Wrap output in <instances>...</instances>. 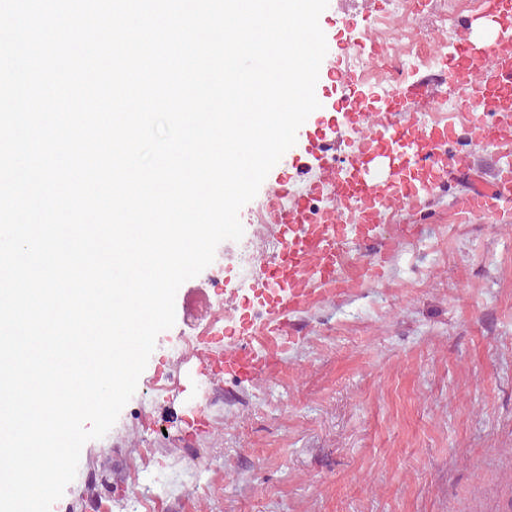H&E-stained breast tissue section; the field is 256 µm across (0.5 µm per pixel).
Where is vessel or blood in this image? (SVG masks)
I'll list each match as a JSON object with an SVG mask.
<instances>
[{"mask_svg": "<svg viewBox=\"0 0 512 512\" xmlns=\"http://www.w3.org/2000/svg\"><path fill=\"white\" fill-rule=\"evenodd\" d=\"M448 71L472 121L482 126L483 141L502 156L512 155V144L502 141L488 123L500 99L512 96V58L502 55L495 44L478 46L464 34L448 58ZM478 72L485 76L480 84L474 81ZM408 102L422 107L430 100L422 92L400 88L376 115L356 109L354 123L360 138L347 168L330 165L332 145H318L324 162L321 184L334 193L335 210L315 215L302 198L279 209L278 222L287 232L283 249L277 262L260 268L264 280L277 281L279 288L268 297L261 315L236 327L224 348L206 340L198 375L249 380L277 372L290 341L293 314L331 295L370 285L379 275L381 262L393 251L403 230L402 225L386 224V217L414 212L421 201L419 190L408 179L404 158L412 157L425 176L434 169L447 175L468 166L467 155L442 152L447 127L422 126L414 115L404 122L398 120V112ZM493 199L502 207L512 204L511 169H498L494 182L459 197L455 207L461 214L487 216ZM383 227L388 228V235H380Z\"/></svg>", "mask_w": 512, "mask_h": 512, "instance_id": "obj_1", "label": "vessel or blood"}]
</instances>
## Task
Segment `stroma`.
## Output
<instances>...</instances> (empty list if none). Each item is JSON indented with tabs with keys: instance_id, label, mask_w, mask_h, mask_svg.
I'll use <instances>...</instances> for the list:
<instances>
[{
	"instance_id": "obj_1",
	"label": "stroma",
	"mask_w": 512,
	"mask_h": 512,
	"mask_svg": "<svg viewBox=\"0 0 512 512\" xmlns=\"http://www.w3.org/2000/svg\"><path fill=\"white\" fill-rule=\"evenodd\" d=\"M387 0H328L319 17L327 54L314 110L294 146L273 166L255 198L239 211L241 240L221 242L215 262L228 264L221 292L206 275L185 281L175 323L161 331L137 389L109 432L87 441L73 482L49 512H122L135 483L151 484L163 512H512V216L454 214L456 199L488 177L494 151L460 115L443 112L451 89L427 84L440 66L408 70L440 120L450 123L448 151L467 154L468 170L439 180L413 214L418 225L380 266L378 279L293 319L294 341L273 376L240 383L195 375L197 352L182 335H205L211 305L231 313L259 287L229 260L242 246L274 260L271 224L250 223L278 191L307 195L321 180L312 144L338 142L337 158L357 134L347 98L366 84L332 86L340 69L345 25H373ZM481 16L476 0H421L412 29L441 31L451 55L461 19ZM205 412L211 426L187 420Z\"/></svg>"
}]
</instances>
